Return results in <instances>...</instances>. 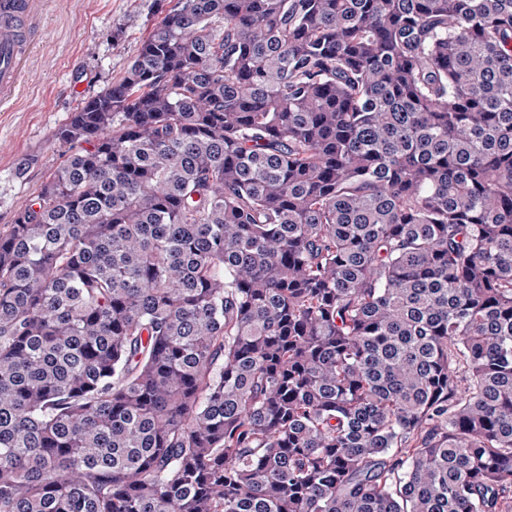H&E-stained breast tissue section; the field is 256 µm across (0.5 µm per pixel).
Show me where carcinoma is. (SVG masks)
Returning <instances> with one entry per match:
<instances>
[{"mask_svg":"<svg viewBox=\"0 0 512 512\" xmlns=\"http://www.w3.org/2000/svg\"><path fill=\"white\" fill-rule=\"evenodd\" d=\"M0 232V512H512V0H173Z\"/></svg>","mask_w":512,"mask_h":512,"instance_id":"obj_1","label":"carcinoma"}]
</instances>
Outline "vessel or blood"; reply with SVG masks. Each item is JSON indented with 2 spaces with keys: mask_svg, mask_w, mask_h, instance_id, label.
Returning <instances> with one entry per match:
<instances>
[{
  "mask_svg": "<svg viewBox=\"0 0 512 512\" xmlns=\"http://www.w3.org/2000/svg\"><path fill=\"white\" fill-rule=\"evenodd\" d=\"M35 0H0V102L18 88L34 43Z\"/></svg>",
  "mask_w": 512,
  "mask_h": 512,
  "instance_id": "b4317fda",
  "label": "vessel or blood"
}]
</instances>
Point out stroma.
I'll return each instance as SVG.
<instances>
[{
  "label": "stroma",
  "instance_id": "1",
  "mask_svg": "<svg viewBox=\"0 0 512 512\" xmlns=\"http://www.w3.org/2000/svg\"><path fill=\"white\" fill-rule=\"evenodd\" d=\"M160 18L156 0H42L25 76L0 105V230L46 181L58 125L124 74Z\"/></svg>",
  "mask_w": 512,
  "mask_h": 512
}]
</instances>
